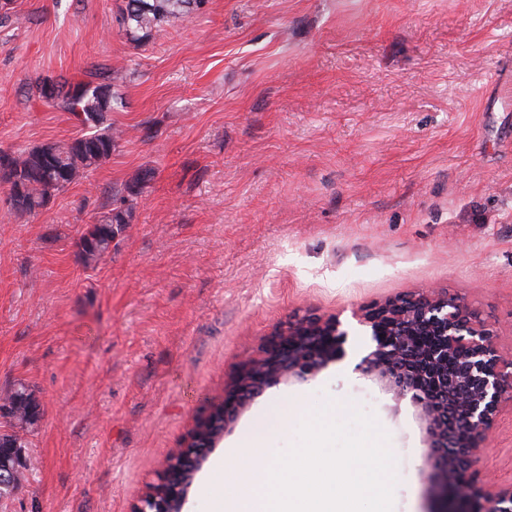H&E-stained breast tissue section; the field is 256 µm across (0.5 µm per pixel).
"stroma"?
<instances>
[{"label": "stroma", "mask_w": 512, "mask_h": 512, "mask_svg": "<svg viewBox=\"0 0 512 512\" xmlns=\"http://www.w3.org/2000/svg\"><path fill=\"white\" fill-rule=\"evenodd\" d=\"M126 0H11L0 151L83 133L38 83L104 72L111 157L37 214L0 183V395L40 414L0 512H132L288 319L339 315L347 357L267 388L210 452L183 512L246 491L235 464L296 443L313 407L373 413L397 458L394 512H428L410 401L356 373L354 312L428 287L512 347V0H207L133 41ZM138 184L111 253L78 241ZM481 468L512 480V412ZM6 401L15 406L19 413L17 420L29 425H33L37 421L39 405L33 394L25 386L21 385L19 388L10 391L4 398V402Z\"/></svg>", "instance_id": "35a3bbf8"}]
</instances>
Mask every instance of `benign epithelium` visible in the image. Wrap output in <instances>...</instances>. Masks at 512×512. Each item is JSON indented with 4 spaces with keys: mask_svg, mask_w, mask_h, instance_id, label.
<instances>
[{
    "mask_svg": "<svg viewBox=\"0 0 512 512\" xmlns=\"http://www.w3.org/2000/svg\"><path fill=\"white\" fill-rule=\"evenodd\" d=\"M355 318L375 342L355 370L416 408L434 503L429 512H512V482L480 467L498 417L512 407V349H502L482 315L442 288L389 298ZM347 336L336 316L308 314L277 328L235 375L222 400L221 429L190 436L177 449L189 470L165 466L133 512H182L192 475L251 399L280 383L315 378L345 356ZM0 453L13 459L0 466V487L15 492L28 464L24 450Z\"/></svg>",
    "mask_w": 512,
    "mask_h": 512,
    "instance_id": "1",
    "label": "benign epithelium"
}]
</instances>
